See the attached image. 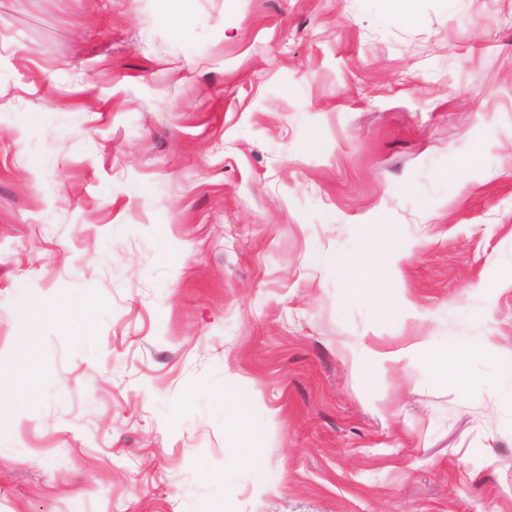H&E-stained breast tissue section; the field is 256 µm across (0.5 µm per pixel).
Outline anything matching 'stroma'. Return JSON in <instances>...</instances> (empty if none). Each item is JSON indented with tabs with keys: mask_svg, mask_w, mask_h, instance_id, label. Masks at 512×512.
I'll return each mask as SVG.
<instances>
[{
	"mask_svg": "<svg viewBox=\"0 0 512 512\" xmlns=\"http://www.w3.org/2000/svg\"><path fill=\"white\" fill-rule=\"evenodd\" d=\"M0 512H512V0H0ZM336 267L344 270L348 283L355 287H362L374 280L376 264L368 261L352 260L344 257H337ZM43 315L61 320L65 316V309L43 298L32 299L17 328L16 341L19 344H30L32 339L39 335ZM414 352L421 357H424L432 363L439 364L447 362L448 375L454 377H460L462 375L464 354L457 350H449L448 348L443 350H436L422 344L414 349Z\"/></svg>",
	"mask_w": 512,
	"mask_h": 512,
	"instance_id": "obj_1",
	"label": "stroma"
}]
</instances>
